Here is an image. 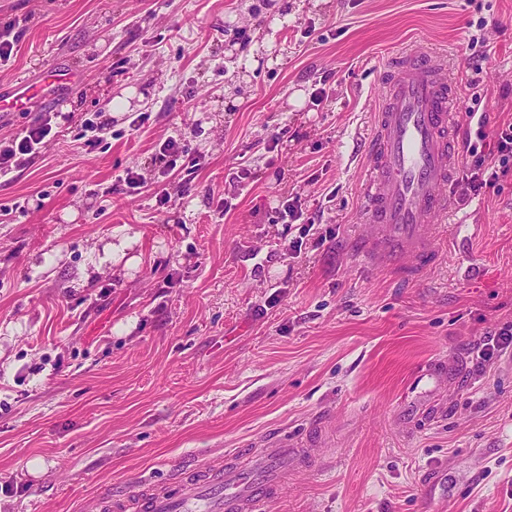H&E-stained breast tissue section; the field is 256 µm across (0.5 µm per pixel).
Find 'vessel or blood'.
Here are the masks:
<instances>
[{"mask_svg": "<svg viewBox=\"0 0 512 512\" xmlns=\"http://www.w3.org/2000/svg\"><path fill=\"white\" fill-rule=\"evenodd\" d=\"M460 97L445 56L421 50L397 54L391 63L362 183L364 230L357 253L364 266L395 267L419 278L447 247L438 225L460 223L451 207L459 167L456 149ZM287 438L254 449L245 462L189 472L176 493L146 483L134 494L96 501L94 512H263L288 483Z\"/></svg>", "mask_w": 512, "mask_h": 512, "instance_id": "1", "label": "vessel or blood"}]
</instances>
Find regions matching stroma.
<instances>
[{
  "instance_id": "stroma-1",
  "label": "stroma",
  "mask_w": 512,
  "mask_h": 512,
  "mask_svg": "<svg viewBox=\"0 0 512 512\" xmlns=\"http://www.w3.org/2000/svg\"><path fill=\"white\" fill-rule=\"evenodd\" d=\"M0 33V95L30 87L0 144L57 115L0 179V512H87L280 433L301 463L266 512H512V350L476 352L512 324V169L453 189L461 247L420 280L355 258L393 56L448 52L468 158L512 123V0H0Z\"/></svg>"
}]
</instances>
